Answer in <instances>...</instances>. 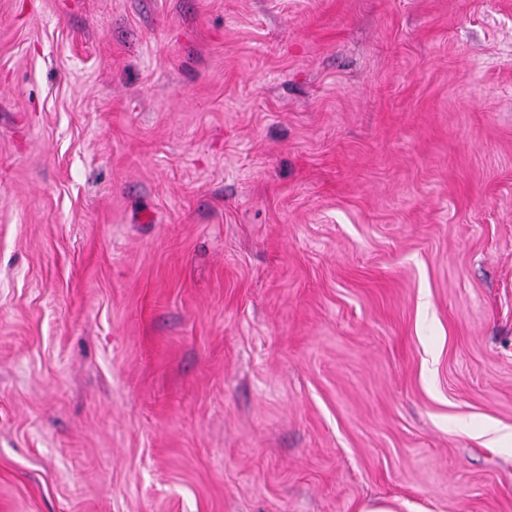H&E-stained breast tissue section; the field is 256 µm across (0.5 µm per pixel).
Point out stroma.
I'll return each instance as SVG.
<instances>
[{"label": "stroma", "mask_w": 512, "mask_h": 512, "mask_svg": "<svg viewBox=\"0 0 512 512\" xmlns=\"http://www.w3.org/2000/svg\"><path fill=\"white\" fill-rule=\"evenodd\" d=\"M512 512V0H0V512Z\"/></svg>", "instance_id": "35a3bbf8"}]
</instances>
